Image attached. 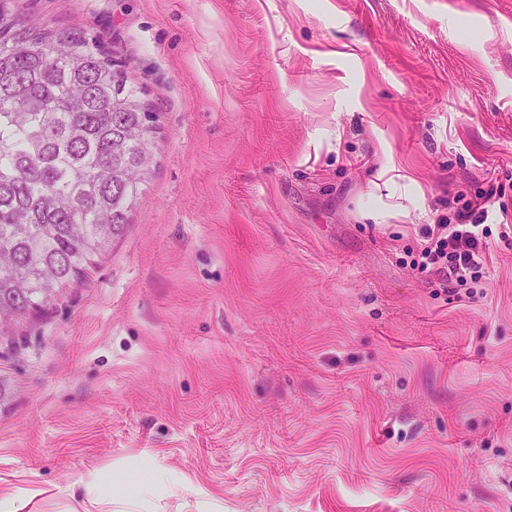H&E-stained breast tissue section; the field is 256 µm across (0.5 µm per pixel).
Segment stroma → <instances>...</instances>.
<instances>
[{
    "instance_id": "1",
    "label": "stroma",
    "mask_w": 512,
    "mask_h": 512,
    "mask_svg": "<svg viewBox=\"0 0 512 512\" xmlns=\"http://www.w3.org/2000/svg\"><path fill=\"white\" fill-rule=\"evenodd\" d=\"M161 112L86 279L0 340L21 512L154 461L151 512H512V0H1ZM480 203L454 295L414 270ZM484 214L480 204H468L454 213L453 223L448 218V224H428L418 266L437 267L438 273L448 274V279L457 277L459 285L466 283L462 272H468L472 280L481 279V270L490 255L487 231L480 229Z\"/></svg>"
}]
</instances>
